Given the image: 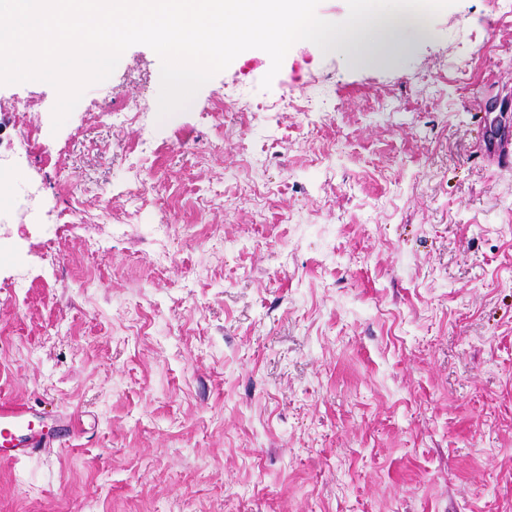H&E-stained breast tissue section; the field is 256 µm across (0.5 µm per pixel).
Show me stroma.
I'll list each match as a JSON object with an SVG mask.
<instances>
[{
  "label": "stroma",
  "mask_w": 512,
  "mask_h": 512,
  "mask_svg": "<svg viewBox=\"0 0 512 512\" xmlns=\"http://www.w3.org/2000/svg\"><path fill=\"white\" fill-rule=\"evenodd\" d=\"M270 66L162 120L137 44L57 130L0 85V400L74 426L0 512H512V13Z\"/></svg>",
  "instance_id": "stroma-1"
}]
</instances>
